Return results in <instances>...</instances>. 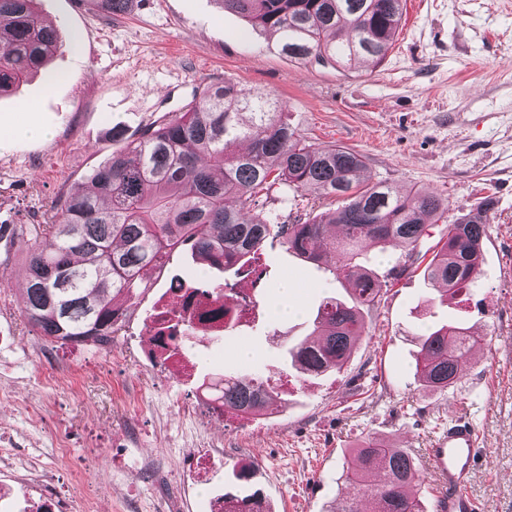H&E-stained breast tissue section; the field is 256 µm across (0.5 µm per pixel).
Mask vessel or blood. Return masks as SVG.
<instances>
[{"mask_svg":"<svg viewBox=\"0 0 512 512\" xmlns=\"http://www.w3.org/2000/svg\"><path fill=\"white\" fill-rule=\"evenodd\" d=\"M477 434L464 417L451 420L427 450V459L437 477L439 512H480L467 484L476 461Z\"/></svg>","mask_w":512,"mask_h":512,"instance_id":"obj_1","label":"vessel or blood"}]
</instances>
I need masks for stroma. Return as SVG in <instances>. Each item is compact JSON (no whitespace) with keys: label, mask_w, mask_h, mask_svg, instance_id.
I'll return each instance as SVG.
<instances>
[{"label":"stroma","mask_w":512,"mask_h":512,"mask_svg":"<svg viewBox=\"0 0 512 512\" xmlns=\"http://www.w3.org/2000/svg\"><path fill=\"white\" fill-rule=\"evenodd\" d=\"M36 9L61 46L45 70L0 97V223L42 221L60 193L86 187L116 149L112 127L135 133L224 81L269 94L308 141L362 154L369 181L445 199V218L419 251L484 197L497 204L484 278L466 295L441 299L416 267L397 270L401 248L368 249L381 301L347 364L319 377L299 373L286 349L310 333L325 298L347 299L348 285L278 240L266 241L254 279L173 253L108 349L46 342L22 313L23 260L14 257L0 265V392L11 395L0 400V423L14 455L34 459L82 512H209L215 497L255 492L271 512H325L347 496L342 469L365 437L407 440L420 464L460 414L479 437L471 494L483 512H512V0H406L385 58L347 71L298 63L219 0H131L111 18L96 0H36ZM34 123L45 138L29 136ZM341 205L288 188L263 208L293 224ZM176 273L205 274L259 304L250 324L207 344L186 380L163 376L147 332ZM289 276L303 310L279 320L270 304ZM448 322L488 346L471 354L461 385L440 394L421 386L416 356L423 331ZM241 343L253 346L251 360L236 358ZM224 371L281 381L275 407L248 423L201 421L192 410L199 380Z\"/></svg>","instance_id":"35a3bbf8"}]
</instances>
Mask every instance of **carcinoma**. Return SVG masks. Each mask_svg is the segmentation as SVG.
<instances>
[{"instance_id": "obj_1", "label": "carcinoma", "mask_w": 512, "mask_h": 512, "mask_svg": "<svg viewBox=\"0 0 512 512\" xmlns=\"http://www.w3.org/2000/svg\"><path fill=\"white\" fill-rule=\"evenodd\" d=\"M224 9L271 32L281 51L302 63L352 67L382 60L401 26L405 0H218ZM55 27L35 0H0V96L25 82L59 49ZM119 148L98 167L87 191L62 193L39 226L0 224V262L25 254L23 313L50 342L108 345L128 308L151 288L149 271L190 248L194 261L224 271L256 259L268 238L321 264L351 283V302L329 297L308 336L288 350L308 374L339 370L367 332L364 309L380 301L371 270L357 263L361 249H405L406 261L447 295L481 283L487 216L496 199L460 214L430 259L416 253L429 226L448 211L428 191L401 194L362 179V155L316 146L284 120L269 96L233 82L205 87L182 112H173L131 139L112 129ZM276 185L342 198L337 212L302 224H281L257 209ZM485 341L458 323L420 336L416 371L422 385L446 392L463 378L471 349ZM200 388L224 410L258 415L275 389L261 392L231 375ZM343 477L371 512H422L423 483L403 450L367 437Z\"/></svg>"}]
</instances>
